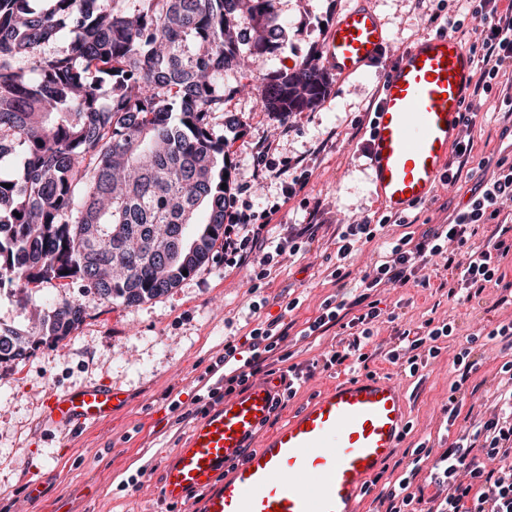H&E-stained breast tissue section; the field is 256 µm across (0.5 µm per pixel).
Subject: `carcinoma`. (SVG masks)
Masks as SVG:
<instances>
[{
    "instance_id": "1",
    "label": "carcinoma",
    "mask_w": 512,
    "mask_h": 512,
    "mask_svg": "<svg viewBox=\"0 0 512 512\" xmlns=\"http://www.w3.org/2000/svg\"><path fill=\"white\" fill-rule=\"evenodd\" d=\"M285 32L274 0H0V164L22 160L0 168V289L22 301L53 282L129 307L212 260L230 205L224 74L255 72ZM328 83L311 61L262 73V107L311 111ZM179 230L198 257L161 269ZM84 315L75 295L44 301L31 329L0 328V363Z\"/></svg>"
}]
</instances>
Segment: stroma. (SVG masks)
Returning a JSON list of instances; mask_svg holds the SVG:
<instances>
[{"instance_id":"1","label":"stroma","mask_w":512,"mask_h":512,"mask_svg":"<svg viewBox=\"0 0 512 512\" xmlns=\"http://www.w3.org/2000/svg\"><path fill=\"white\" fill-rule=\"evenodd\" d=\"M353 0H275L288 40L284 49L266 55L264 71H284L305 60L322 63L327 30ZM389 31L380 58L361 76L330 74L323 101L308 112L281 119L265 112L257 83L241 75L224 77V109L214 116L223 128L226 116L240 127L227 132L231 164L229 216L252 207L273 240L302 235V251L283 256L264 280H257L261 251L248 262L225 260L223 245L215 258L170 292L136 306L113 305L83 296L86 316L64 340L38 343L17 364H0V512H194L195 496L178 504L160 496L162 464L189 429L179 419L194 408L196 395L215 385L213 367L225 343L240 345L258 323L281 320L290 327L288 349L295 364L308 365L349 342L347 330L333 327L324 335L302 337L308 320L329 297L352 301L360 280L383 253L382 245L403 235L420 236L427 228L452 221L457 211L479 197L498 160L512 161V107L499 92L476 96L477 115L469 156L451 158L434 197L407 210L408 225L390 222L372 184L365 151L384 72L413 41L435 34L433 14L457 15L465 0H369ZM266 152L268 163L256 162ZM289 165L287 175L273 169ZM295 184L294 195L285 188ZM379 224L376 238L347 258L337 256L344 224L362 218ZM429 287L382 286L370 294L394 322L376 323L366 347L370 370L396 382L408 396L410 432L394 461L404 451L426 442L442 452L451 442L442 408L452 385H459L462 405L457 426L480 419L503 385V359L498 341L475 345L467 381L453 364L467 336L512 320V303L494 285L474 296L448 297L443 282L452 270L432 258ZM57 288L42 285L28 302L0 290V326L31 328L35 308ZM448 318L455 330L441 353L418 375L384 357L398 345L399 330L416 328L429 315ZM340 376L315 371L296 395L272 414L250 443L260 448L285 418L326 390ZM112 382L127 399L109 418L93 426L66 430L45 415L54 393ZM40 482L41 497L32 501L31 479Z\"/></svg>"}]
</instances>
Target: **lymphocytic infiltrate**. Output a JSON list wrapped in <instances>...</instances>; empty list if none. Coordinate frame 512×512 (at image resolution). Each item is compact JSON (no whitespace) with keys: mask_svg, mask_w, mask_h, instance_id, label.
I'll list each match as a JSON object with an SVG mask.
<instances>
[{"mask_svg":"<svg viewBox=\"0 0 512 512\" xmlns=\"http://www.w3.org/2000/svg\"><path fill=\"white\" fill-rule=\"evenodd\" d=\"M472 16L484 32L481 41L471 46L480 71L475 87L488 92L504 66L512 64V4L504 7L500 0H479ZM496 167L480 197L458 211L450 223L425 230L420 238L406 235L392 243L384 259L363 276L366 289L410 282L428 287L430 278L424 270L431 258L439 255L457 271V281L448 289L449 297H467L472 290L481 291L487 284L498 282L500 262L512 252V246L500 238L480 251L468 245L484 223L486 213L497 216L502 208L512 205V163L501 160ZM379 316V310L372 304L353 316L345 303L325 299L320 315L305 328V335H323L343 321L355 328L357 334L347 348L326 352L321 367L366 368L370 325ZM453 331L451 322L426 319L404 346L389 350L387 358L394 364L404 363L409 374H417L429 359L438 357L439 340L452 336ZM287 340V325L272 320L259 323L250 331L247 349L225 344L220 358L224 365V388L209 390L210 403H219L223 395L245 389L256 375H272V367L277 363L283 366L279 374L284 382L283 395L294 397L316 368L290 363ZM411 456L405 472L395 480L385 481L377 496L379 503L385 504L386 512H405L416 501L411 486L425 462L431 465L429 479L438 492L429 512H512V389L499 395L497 406L485 420L464 427L440 454H433L431 448L421 443L413 448Z\"/></svg>","mask_w":512,"mask_h":512,"instance_id":"lymphocytic-infiltrate-1","label":"lymphocytic infiltrate"}]
</instances>
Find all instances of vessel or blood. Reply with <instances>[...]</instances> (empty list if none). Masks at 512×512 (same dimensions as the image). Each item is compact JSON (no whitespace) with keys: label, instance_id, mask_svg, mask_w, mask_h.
Here are the masks:
<instances>
[{"label":"vessel or blood","instance_id":"obj_1","mask_svg":"<svg viewBox=\"0 0 512 512\" xmlns=\"http://www.w3.org/2000/svg\"><path fill=\"white\" fill-rule=\"evenodd\" d=\"M386 40L378 15L358 0L332 27L325 65L344 77L362 74ZM472 70L468 49L443 34L411 44L385 74L367 148L387 211L403 213L435 194L459 136ZM280 389L252 383L195 422L162 469V497L180 502L202 493V512H362L368 482L406 434L405 393L377 374L345 379L248 451ZM124 398L112 383L87 385L51 395L47 415L66 428L92 425ZM227 464L231 472L217 480Z\"/></svg>","mask_w":512,"mask_h":512}]
</instances>
